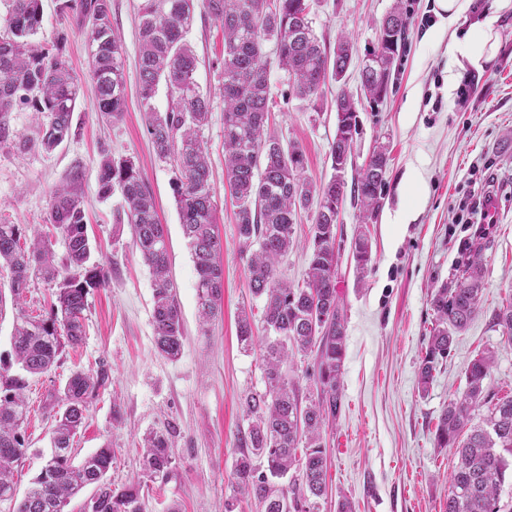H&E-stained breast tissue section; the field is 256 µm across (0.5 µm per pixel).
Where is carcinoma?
<instances>
[{
  "label": "carcinoma",
  "instance_id": "obj_1",
  "mask_svg": "<svg viewBox=\"0 0 512 512\" xmlns=\"http://www.w3.org/2000/svg\"><path fill=\"white\" fill-rule=\"evenodd\" d=\"M312 0H202L206 14L224 34L221 62L224 97V171L236 200L235 221L247 261L248 286L263 301L265 335L262 354L264 390L247 395L242 403L248 420L238 436L241 456L234 466L235 503L253 501L264 512H320L326 494L327 455L323 425L341 407V375L346 351V321L338 291L336 198L356 200L362 223L375 219L383 204L389 167L387 150L374 149L352 184L345 180L359 98L341 88L334 108L336 135L329 155L335 174L320 185L303 177L305 154L299 143L283 146L267 130L273 96L268 78L265 43L275 42L277 64L288 74L295 95L316 104L329 83H340L352 64L354 42L340 36L333 50L324 47L312 27ZM89 47V78L97 93L98 112L110 122L125 109L126 85L122 47L112 33L110 0H69ZM195 0H141L139 88L147 133L157 157L172 163L174 193L182 228L189 240L197 271V302L202 330L222 313L223 244L215 232L211 170L202 128L208 123L210 97L195 80L196 55L186 41L194 18ZM392 40L381 44L383 66L363 67L360 95L379 103L387 95L393 65L405 44L408 17L396 4L385 18ZM42 22L41 0H10L0 16V149L26 153L52 151L76 136L73 115L79 97L78 79L60 53L34 42ZM165 84L173 105L156 112L152 100ZM30 109L42 119L38 138L26 139L12 127L13 113ZM82 170L65 176L50 197L47 221L62 234L66 247L58 265L52 242L40 236L22 242L17 224H0V270L9 275V290L17 316L14 350L22 373L0 376V505L8 512H64L68 500L87 486L93 496L83 512H144L143 485L138 481L115 487L107 474L112 448L104 446L76 464L74 438L99 389L101 373L74 371L64 386L49 393L46 413L52 421L51 450L33 486L15 498L13 464L25 455L21 426L28 415L24 390L28 377L47 374L66 344L77 345L85 335L84 311L91 290L103 288L108 272L102 263L89 264L91 243L84 220ZM123 199V215L133 241L154 277L152 324L160 353L177 358L184 330L176 287L169 277L164 225L140 170L131 160L107 155L99 164L98 193ZM319 206L309 240V266L304 286L294 288L278 277V264L294 243L299 213L313 198ZM355 268L362 281L371 261L368 239L357 234ZM481 252L468 257L451 287L435 290L431 304L436 325L419 366V381L427 389L440 361L450 352L453 334L464 330L481 306ZM34 279L42 280L54 296L49 311L33 316L21 301ZM493 326L512 340V305L496 312ZM237 336L243 349L256 342L250 314L243 310ZM316 353V397L304 406L297 381L289 377L295 354ZM494 362L483 353L465 370L466 389L442 410L435 430L438 448H453L457 463L449 479L446 512H512L501 502L506 480L512 478V395L498 396L484 389ZM482 404L489 414L474 423ZM143 465L150 479L167 477L174 463L172 445L164 434L145 437Z\"/></svg>",
  "mask_w": 512,
  "mask_h": 512
}]
</instances>
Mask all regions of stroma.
Segmentation results:
<instances>
[{
    "mask_svg": "<svg viewBox=\"0 0 512 512\" xmlns=\"http://www.w3.org/2000/svg\"><path fill=\"white\" fill-rule=\"evenodd\" d=\"M398 2L410 15L406 45L385 101L375 108L359 106L352 150L358 167L376 146L388 147L383 207L363 225L353 203H344L336 229L347 342L342 406L335 421L323 428L328 472L321 512H336L342 496L350 500L353 512H446L457 458L453 449L434 445L442 408L464 392L469 361L487 351L493 353L494 364L484 381L486 391L512 394V341L492 324L495 312L512 303V139L507 136L512 130V9L501 14L495 59L483 69L464 70L460 83L470 92L461 102L447 92L451 46L494 0H473V9L444 30L437 26L434 0H314L312 26L321 42L334 46L345 33L355 42L345 78L349 92L358 93L363 59L377 44L382 19ZM65 3L41 0L38 38L57 47L82 81L73 116L79 135L49 153L0 151V222L23 225L29 237L37 231L49 234L56 256L64 257L62 235L45 219L51 192L70 168L82 166L92 259L105 264L111 277L108 287L88 296L82 342L64 346L57 367L31 380L25 392L30 413L21 432L27 451L13 465L17 493L25 495L50 446V420L43 409L49 391L64 385L75 369L103 370L109 380L75 438L76 459L111 446L109 476L115 485L130 484L143 476L144 435L174 426L173 470L168 479L146 489L145 512H165L172 505L180 512H224L239 455L238 430L246 424L240 401L264 383L261 347L246 352L237 340L241 309L258 313L263 303L252 299L247 286V254L224 174L218 68L223 33L203 7H196L187 41L198 58L196 82L211 95L202 136L214 173L215 224L224 242L223 314L203 332L197 273L173 191L175 173L155 155L145 127L136 69L140 0H111L112 29L124 51L126 109L109 123L97 112L86 37ZM269 80L275 99L271 131L303 148L305 178L327 182L333 174L329 148L336 134V84L326 86L312 107L294 95L278 67H270ZM105 153L136 164L165 226L185 336L177 359L163 357L155 347L153 277L128 225L117 221L122 199L98 197V164ZM412 170L420 177V201L412 218L397 224L393 218L406 204L404 178ZM490 190L498 199L499 221L480 239L462 224L461 205ZM313 217V211L302 213L295 226L296 243L278 267L289 284L306 278ZM361 231L369 237L372 252L360 282L352 247ZM468 247L483 250L481 309L464 331L455 333L447 360L422 390L418 368L435 322L431 295L456 278Z\"/></svg>",
    "mask_w": 512,
    "mask_h": 512,
    "instance_id": "obj_1",
    "label": "stroma"
}]
</instances>
